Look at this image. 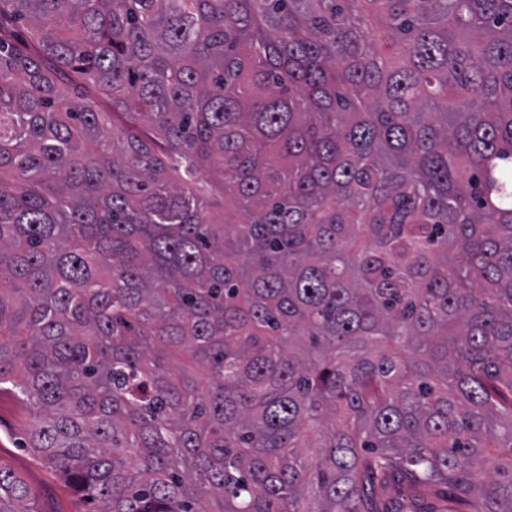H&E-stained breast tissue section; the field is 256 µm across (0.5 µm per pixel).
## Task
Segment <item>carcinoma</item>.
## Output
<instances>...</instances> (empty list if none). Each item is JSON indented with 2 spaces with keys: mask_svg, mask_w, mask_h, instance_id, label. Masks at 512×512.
Wrapping results in <instances>:
<instances>
[{
  "mask_svg": "<svg viewBox=\"0 0 512 512\" xmlns=\"http://www.w3.org/2000/svg\"><path fill=\"white\" fill-rule=\"evenodd\" d=\"M3 389L98 512H512V0H0Z\"/></svg>",
  "mask_w": 512,
  "mask_h": 512,
  "instance_id": "carcinoma-1",
  "label": "carcinoma"
}]
</instances>
